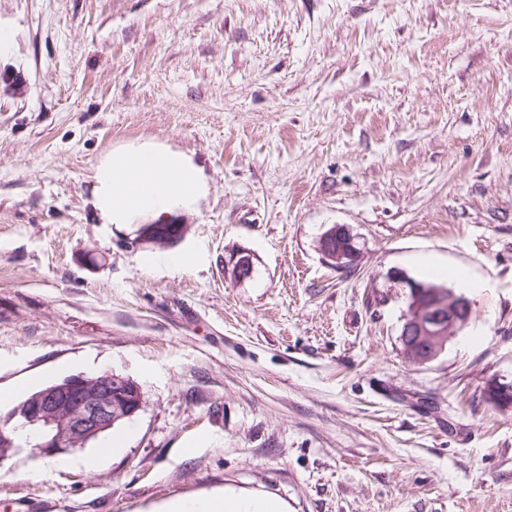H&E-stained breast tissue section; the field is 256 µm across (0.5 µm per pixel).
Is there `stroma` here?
Wrapping results in <instances>:
<instances>
[{"mask_svg": "<svg viewBox=\"0 0 512 512\" xmlns=\"http://www.w3.org/2000/svg\"><path fill=\"white\" fill-rule=\"evenodd\" d=\"M1 27L0 388L112 371L146 404L93 470L16 451L0 512H512L484 393L512 381V0H0ZM137 139L208 181L176 245L92 206ZM433 262L479 286L417 365L402 280ZM320 251L336 267L349 266L358 258L353 237L343 225H334L321 236ZM170 510L168 512H285L282 504L272 498L241 499L236 496L181 501Z\"/></svg>", "mask_w": 512, "mask_h": 512, "instance_id": "35a3bbf8", "label": "stroma"}]
</instances>
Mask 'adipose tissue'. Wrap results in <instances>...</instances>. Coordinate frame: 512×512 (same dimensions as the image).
Instances as JSON below:
<instances>
[{"mask_svg":"<svg viewBox=\"0 0 512 512\" xmlns=\"http://www.w3.org/2000/svg\"><path fill=\"white\" fill-rule=\"evenodd\" d=\"M93 180V207L106 224H162L176 212L199 210L209 194L189 154L151 140L110 149L96 164ZM171 512H283V506L272 498L224 496L181 501Z\"/></svg>","mask_w":512,"mask_h":512,"instance_id":"ef3b65f1","label":"adipose tissue"}]
</instances>
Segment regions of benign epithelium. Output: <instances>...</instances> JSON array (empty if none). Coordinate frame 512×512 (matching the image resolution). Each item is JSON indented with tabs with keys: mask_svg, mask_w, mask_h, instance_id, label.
Wrapping results in <instances>:
<instances>
[{
	"mask_svg": "<svg viewBox=\"0 0 512 512\" xmlns=\"http://www.w3.org/2000/svg\"><path fill=\"white\" fill-rule=\"evenodd\" d=\"M184 233L185 225L179 223L167 230L143 224L138 242L170 246ZM320 251L337 267L349 266L358 258L353 237L343 225H334L321 236ZM404 284L409 288L410 301L401 331L403 354L411 363L426 364L466 325L470 303L463 294L441 285L412 279ZM487 396L499 409L512 408V391L506 383H490ZM144 405L139 386L112 371L69 376L32 394L8 413L7 426L0 428V466L18 450L19 440L28 433L37 435L34 453L66 455L98 439L116 424L134 418Z\"/></svg>",
	"mask_w": 512,
	"mask_h": 512,
	"instance_id": "obj_1",
	"label": "benign epithelium"
}]
</instances>
